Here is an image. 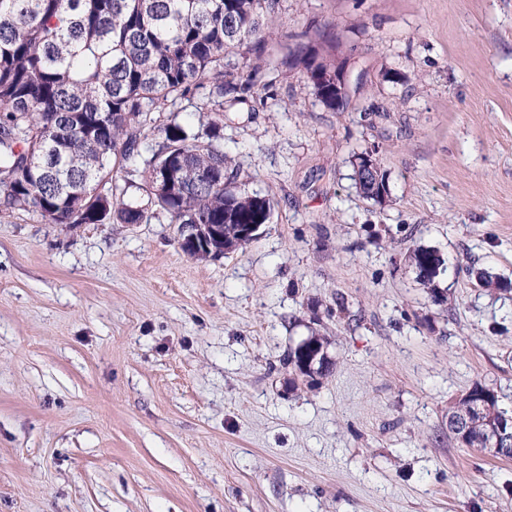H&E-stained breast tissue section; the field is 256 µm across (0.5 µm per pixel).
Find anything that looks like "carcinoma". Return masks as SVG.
<instances>
[{
    "instance_id": "1",
    "label": "carcinoma",
    "mask_w": 512,
    "mask_h": 512,
    "mask_svg": "<svg viewBox=\"0 0 512 512\" xmlns=\"http://www.w3.org/2000/svg\"><path fill=\"white\" fill-rule=\"evenodd\" d=\"M280 0H0V211H28L49 224H222L224 241L245 245L242 224H267L272 203L241 189L224 151V107L266 104L276 78L271 25ZM297 62L319 101L348 102L336 67L300 43ZM200 96L217 120L193 130L163 120L177 101ZM142 158L144 182L128 164ZM367 199L386 193L354 164ZM143 198L128 196L131 188ZM409 260L439 301L444 259L418 247ZM329 339L311 335L286 365L314 384L330 373ZM482 407L466 446L488 448L484 422L506 414L477 383L448 410V430Z\"/></svg>"
}]
</instances>
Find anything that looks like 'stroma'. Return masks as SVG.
<instances>
[{
  "instance_id": "1",
  "label": "stroma",
  "mask_w": 512,
  "mask_h": 512,
  "mask_svg": "<svg viewBox=\"0 0 512 512\" xmlns=\"http://www.w3.org/2000/svg\"><path fill=\"white\" fill-rule=\"evenodd\" d=\"M273 31L272 100L224 115L274 203L249 244L0 211V512H512V459L448 430L477 383L512 410V291L479 282H512V0H281ZM304 31L345 111L290 55ZM314 333L310 386L279 359ZM360 154V153H359ZM356 155L355 164H354V174L353 180L355 182L356 188L363 195V197L367 199H378L386 193V185L383 179V176L380 175V180L378 183L369 179L365 173H363L362 169L359 167L360 165L357 163V160L360 158V162L367 174H373L376 170V162L373 158L374 152L367 150L362 155ZM409 260L416 269L419 280L429 290L434 301H442L441 297L444 296L443 291H441L436 283V278L439 276L440 272L445 271V269L444 259L439 252L429 247H417L410 253ZM429 263L435 265L436 272L425 274V266Z\"/></svg>"
}]
</instances>
